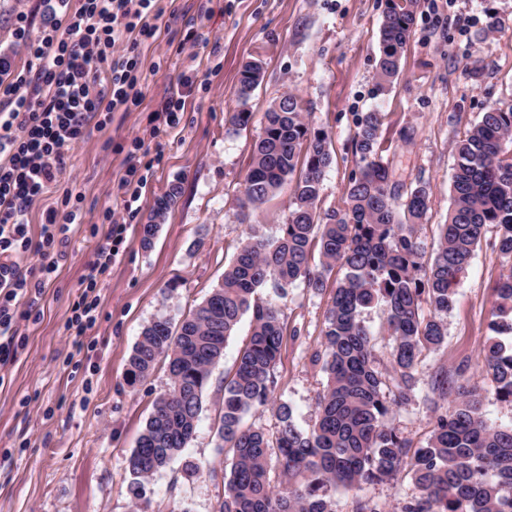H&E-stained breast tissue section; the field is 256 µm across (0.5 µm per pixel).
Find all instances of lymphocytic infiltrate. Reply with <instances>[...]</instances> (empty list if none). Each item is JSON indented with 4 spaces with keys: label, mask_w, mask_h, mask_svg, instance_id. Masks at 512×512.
<instances>
[{
    "label": "lymphocytic infiltrate",
    "mask_w": 512,
    "mask_h": 512,
    "mask_svg": "<svg viewBox=\"0 0 512 512\" xmlns=\"http://www.w3.org/2000/svg\"><path fill=\"white\" fill-rule=\"evenodd\" d=\"M160 13L155 0H82L78 11L55 26L23 38L30 58L27 72L0 93V363L17 353L16 332L26 318L23 304H35L55 280L70 245V227L79 211L43 212L38 236H31L27 215L67 170L66 150L83 140L89 122L106 126L111 112L131 111L137 103L138 45L155 36ZM133 140L121 180L122 203L107 209L109 223L88 266L86 286L71 307L65 327L79 338L94 325L100 277L109 274L123 231L122 214L140 198L145 181ZM38 258L21 269L19 252Z\"/></svg>",
    "instance_id": "lymphocytic-infiltrate-1"
}]
</instances>
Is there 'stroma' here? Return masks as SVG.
I'll use <instances>...</instances> for the list:
<instances>
[{
	"label": "stroma",
	"mask_w": 512,
	"mask_h": 512,
	"mask_svg": "<svg viewBox=\"0 0 512 512\" xmlns=\"http://www.w3.org/2000/svg\"><path fill=\"white\" fill-rule=\"evenodd\" d=\"M79 6L80 0H0V57L8 61V75L28 66L20 31L37 34ZM158 6L159 30L136 50L141 95L135 111L112 113L103 128L88 125L85 139L67 150L66 174L28 214L34 233L50 208L77 206L83 221L71 227V248L57 278L18 328L15 358L0 366V512H215L224 494L221 474L231 468L217 437V415L224 377L251 334L249 317L241 318L213 370L193 440L147 483L142 503L130 491L127 460L170 380L161 364L136 384L126 371L146 325L160 317L182 320L217 285L248 231L272 235L286 222L287 186L250 223H242L238 208L263 114L281 95L300 97L306 122L332 139L333 162L318 202L323 214L347 207L346 187L357 169L355 114L381 113L383 159L397 178L420 179L430 188L419 232L429 255L448 218L456 142L489 104L512 103V0H418L402 74L382 95L376 60L386 0H159ZM190 31L198 35L192 46L186 42ZM254 59L263 62L265 76L243 102L239 71ZM185 73L195 74L196 86L185 98L178 128L151 137V114ZM241 111L252 115L248 127L231 121ZM137 137L145 140L140 162L147 182L124 214L112 272L97 287V320L74 366L66 360L65 322L94 259L92 228L103 224L116 200L126 153ZM172 184L181 194L152 247L143 248L140 226ZM496 243L494 230H487L454 308L443 317L444 343L421 353L415 396L388 417L414 444L427 442L435 422L426 396L437 368L464 365L468 377L480 375L497 305L493 286L508 270ZM331 295V289L316 293L298 284L279 302L286 330L274 373L281 398L304 430L317 419L326 384L310 358L321 347ZM189 461L215 467L217 477L185 478ZM416 493L403 471L357 494L332 492L330 510L354 512L360 495L381 512H400Z\"/></svg>",
	"instance_id": "35a3bbf8"
}]
</instances>
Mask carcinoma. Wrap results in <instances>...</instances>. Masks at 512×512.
<instances>
[{
    "mask_svg": "<svg viewBox=\"0 0 512 512\" xmlns=\"http://www.w3.org/2000/svg\"><path fill=\"white\" fill-rule=\"evenodd\" d=\"M416 7L417 0H387L376 64L380 94L401 74ZM263 78L261 61L246 62L239 97L248 99ZM354 126L357 171L346 188L347 209L323 219L317 203L333 161L329 135L308 127L293 94L264 113L239 208L248 220L289 182L292 210L278 236L248 234L219 286L178 325L159 318L142 329L128 359L129 383L147 379L161 360L170 383L155 399L128 460L135 499L188 447L212 371L249 314L250 338L224 378L217 434L221 447L232 452V466L215 512H330L332 490L357 492L403 469L418 494L401 512H512V426L485 417L482 388L464 378L465 368L442 367L432 375L427 401L436 420L426 445L415 446L387 421L415 396L418 354L444 343L440 315L453 309L457 286L488 226L497 229L499 256L512 263V105H490L457 143L448 220L430 261L417 236L430 209L428 184L419 180L404 187L392 179L381 156L379 112L355 115ZM179 194L180 187L172 185L156 199L141 228L143 247H151ZM316 252L318 269L312 266ZM336 267L344 276L333 289L322 349L312 356L327 384L319 419L304 431L292 406L278 398L273 376L285 330L282 310L259 293L272 288L282 298L297 281L321 292ZM496 294L481 375L492 381L498 399L512 403V270L499 278ZM377 303L388 309L393 340L388 379L376 369L372 333L361 320L362 310ZM424 303L433 316H422ZM268 407L278 420L274 433L245 423L247 413ZM273 462L283 477L276 490L267 480Z\"/></svg>",
    "mask_w": 512,
    "mask_h": 512,
    "instance_id": "cac0c4a2",
    "label": "carcinoma"
}]
</instances>
